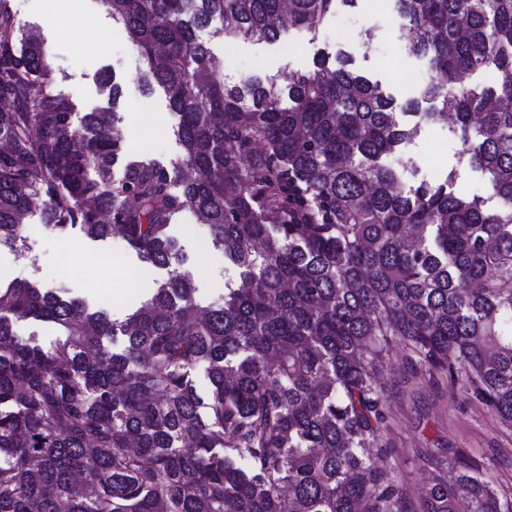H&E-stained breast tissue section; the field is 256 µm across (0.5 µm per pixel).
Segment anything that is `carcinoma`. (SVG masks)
Wrapping results in <instances>:
<instances>
[{"label":"carcinoma","instance_id":"carcinoma-1","mask_svg":"<svg viewBox=\"0 0 512 512\" xmlns=\"http://www.w3.org/2000/svg\"><path fill=\"white\" fill-rule=\"evenodd\" d=\"M100 2L180 114L183 166L112 136L106 73L107 105L75 124L44 39L0 3V247L38 199L43 224L118 236L168 277L121 322L0 283V512H404L382 442L391 343L512 423V0H394L431 70L399 107L340 53L285 86L227 84L198 36L314 37L358 0ZM481 70L494 85L460 84ZM448 114L498 207L459 196L453 169L410 185L382 162ZM187 207L239 268L219 306L197 303L168 234ZM28 318L61 337L21 339ZM429 464L423 512H512L468 461ZM14 330L18 336L30 339L44 348L53 346L60 337L55 324L33 319L16 321Z\"/></svg>","mask_w":512,"mask_h":512}]
</instances>
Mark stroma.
Segmentation results:
<instances>
[{"label": "stroma", "instance_id": "35a3bbf8", "mask_svg": "<svg viewBox=\"0 0 512 512\" xmlns=\"http://www.w3.org/2000/svg\"><path fill=\"white\" fill-rule=\"evenodd\" d=\"M8 6L21 26L40 30L50 51L54 89L72 101L74 118L105 104L100 78L113 74L123 91L114 125L124 132L130 153L147 155L172 172L181 168L184 148L176 134L180 118L163 91L145 92L139 56L100 0H8ZM409 33L394 0H360L357 7H342L330 15L314 37L287 29L272 42L227 44L212 38L208 46L213 59L223 60L219 74L231 84L266 74L285 82L290 75L309 70L320 54L332 57L343 51L353 69L404 101L417 96L430 76L428 59L404 48ZM460 149L448 124L429 121L395 161L405 165L411 183L433 181L455 170L459 194L482 197L488 207H497L484 172L459 164ZM169 233L180 246L182 269L192 277L200 305L222 304L224 290L237 282L239 270L221 249L208 243L207 226L188 208L175 218ZM59 238L42 224L39 212H31L22 242L0 248V281L51 288L81 299L89 308H107L111 318L120 321L167 277L165 271L141 261L123 240L92 239L74 230L67 236L70 249L63 252ZM113 249L121 250V260L100 265V255ZM132 271L138 275L133 288L128 285ZM390 357L384 372L383 439L391 455L385 466L405 493L407 512L421 510L423 490L434 476L429 463L434 456L466 459L490 477L500 496L512 499V426L479 398L454 387L448 373L420 369L402 345H393Z\"/></svg>", "mask_w": 512, "mask_h": 512}]
</instances>
